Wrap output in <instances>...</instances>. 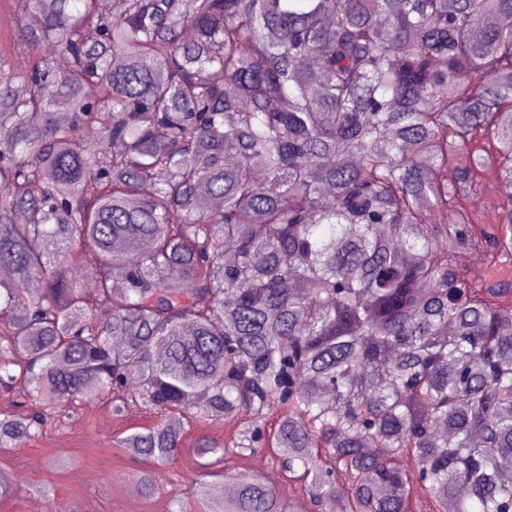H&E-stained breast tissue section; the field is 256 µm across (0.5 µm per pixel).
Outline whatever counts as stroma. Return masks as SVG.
Instances as JSON below:
<instances>
[{
  "mask_svg": "<svg viewBox=\"0 0 512 512\" xmlns=\"http://www.w3.org/2000/svg\"><path fill=\"white\" fill-rule=\"evenodd\" d=\"M155 419L144 410L117 416L109 400L85 399L38 439L0 452V470L14 478L12 494L0 499V512H200L191 489L178 480L195 466L197 429L184 430L174 461L149 467L155 485L149 493L136 489L133 477L146 468L143 462L113 445Z\"/></svg>",
  "mask_w": 512,
  "mask_h": 512,
  "instance_id": "obj_1",
  "label": "stroma"
}]
</instances>
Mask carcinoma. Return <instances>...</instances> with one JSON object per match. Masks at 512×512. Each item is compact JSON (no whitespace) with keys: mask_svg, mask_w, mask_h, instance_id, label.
<instances>
[{"mask_svg":"<svg viewBox=\"0 0 512 512\" xmlns=\"http://www.w3.org/2000/svg\"><path fill=\"white\" fill-rule=\"evenodd\" d=\"M9 3L0 389L44 412L0 450L110 395L160 413L114 441L142 461L236 424L182 476L202 512H512V0ZM499 197L498 179L493 169L486 170L480 179L476 191L470 196V210L478 218L481 227L496 225L491 223L487 217V211H496L494 205ZM247 465L250 469L264 473L277 484L284 480L283 472L273 464L270 455L266 451L259 450L252 454L247 461Z\"/></svg>","mask_w":512,"mask_h":512,"instance_id":"1","label":"carcinoma"}]
</instances>
